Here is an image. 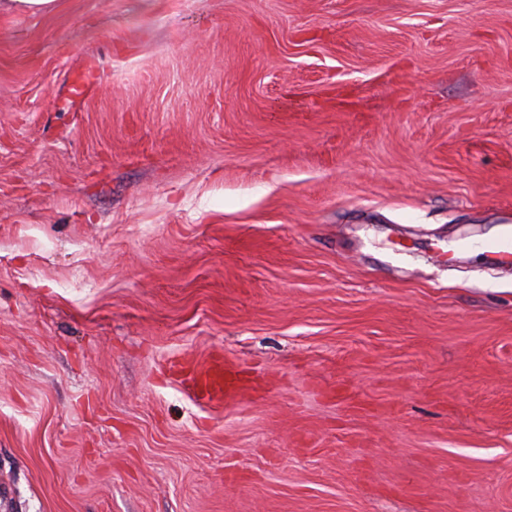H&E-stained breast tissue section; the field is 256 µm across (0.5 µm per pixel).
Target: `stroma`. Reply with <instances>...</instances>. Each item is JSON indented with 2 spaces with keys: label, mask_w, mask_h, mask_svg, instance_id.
Listing matches in <instances>:
<instances>
[{
  "label": "stroma",
  "mask_w": 512,
  "mask_h": 512,
  "mask_svg": "<svg viewBox=\"0 0 512 512\" xmlns=\"http://www.w3.org/2000/svg\"><path fill=\"white\" fill-rule=\"evenodd\" d=\"M504 222L512 0L0 13V512H512ZM484 254L488 260L497 263H506L512 260V236H505L490 240L483 245ZM237 370L219 360L197 365L185 379L189 389L199 401L223 402L234 400L242 393Z\"/></svg>",
  "instance_id": "stroma-1"
}]
</instances>
